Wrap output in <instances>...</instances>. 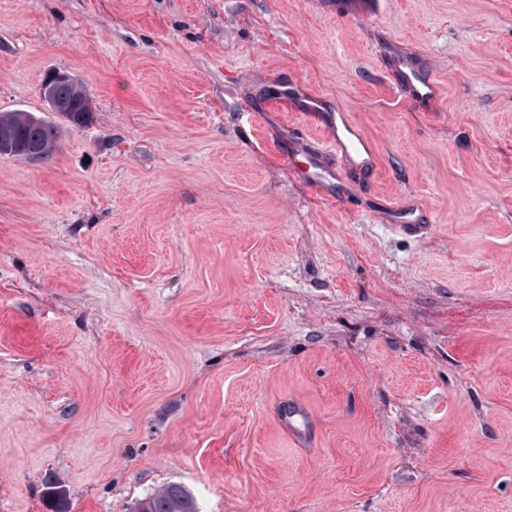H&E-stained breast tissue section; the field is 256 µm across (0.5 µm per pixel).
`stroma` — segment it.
Here are the masks:
<instances>
[{
  "label": "stroma",
  "mask_w": 512,
  "mask_h": 512,
  "mask_svg": "<svg viewBox=\"0 0 512 512\" xmlns=\"http://www.w3.org/2000/svg\"><path fill=\"white\" fill-rule=\"evenodd\" d=\"M14 110L60 136L0 155V512H512V0H0ZM397 66L401 74V86L410 96L421 103H428L435 98L437 88L433 82L423 78L416 68L404 59L398 60ZM69 82L72 84H58L55 87L56 97L61 105V115L73 126L85 127L94 121V108L90 94L83 93V104L85 112H81V96L77 86L79 84L74 76L61 73L50 72L43 80V100L48 111L56 112L57 103L53 98L52 91L56 83ZM331 145L336 149V153L340 155L342 158L343 155H346L352 161V165L359 170H366L371 165L372 162V154L368 147H365L364 151L367 154V157H362L359 149L357 147L349 145L345 140H343L337 133L336 136H332ZM352 153L357 155L358 159H354L352 157ZM135 512H198L192 495L181 485L172 484L161 493L145 498Z\"/></svg>",
  "instance_id": "obj_1"
}]
</instances>
